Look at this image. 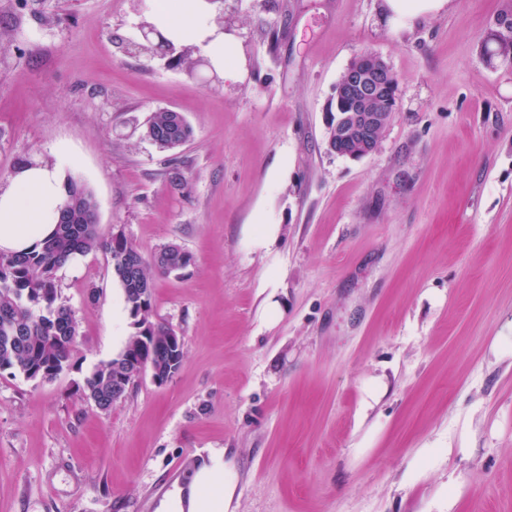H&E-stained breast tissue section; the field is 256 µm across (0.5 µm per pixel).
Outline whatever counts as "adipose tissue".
<instances>
[{"instance_id": "1", "label": "adipose tissue", "mask_w": 512, "mask_h": 512, "mask_svg": "<svg viewBox=\"0 0 512 512\" xmlns=\"http://www.w3.org/2000/svg\"><path fill=\"white\" fill-rule=\"evenodd\" d=\"M451 2L381 0V9L389 21L410 23L447 11ZM157 27L175 40L206 42L215 60L234 70L235 59L227 54L223 36L211 24L207 11L195 7L193 0H183L175 11H158ZM64 185L65 171L60 164H30L14 172L8 185L0 188V251L31 250L54 230ZM234 491L224 454L214 451L195 468L187 485L174 487L158 512H225Z\"/></svg>"}]
</instances>
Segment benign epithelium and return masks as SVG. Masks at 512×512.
Here are the masks:
<instances>
[{
	"label": "benign epithelium",
	"mask_w": 512,
	"mask_h": 512,
	"mask_svg": "<svg viewBox=\"0 0 512 512\" xmlns=\"http://www.w3.org/2000/svg\"><path fill=\"white\" fill-rule=\"evenodd\" d=\"M393 77V71L375 53L363 52L351 61L336 84V96L328 113V129L336 133V138H331L328 142L332 152L357 160L376 149L381 132L394 112L395 98L392 97L391 83ZM168 112L169 131L160 136L146 124L143 126V137L152 142L161 138L178 146L183 142L180 131L188 122L176 110L170 108ZM147 370L150 371L152 380L159 385L167 383L177 373L171 367H151ZM147 370L133 369L117 377L115 388L120 390L126 386L132 387Z\"/></svg>",
	"instance_id": "obj_1"
}]
</instances>
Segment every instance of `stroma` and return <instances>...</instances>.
Masks as SVG:
<instances>
[{
	"label": "stroma",
	"mask_w": 512,
	"mask_h": 512,
	"mask_svg": "<svg viewBox=\"0 0 512 512\" xmlns=\"http://www.w3.org/2000/svg\"><path fill=\"white\" fill-rule=\"evenodd\" d=\"M154 0H0V186L73 161L100 233L144 257L153 320L184 342L101 412L76 392L133 335L109 257L57 273L74 369L0 375V512H157L209 451L227 512H512V69L481 46L512 0H452L401 27L380 0H224L237 59L139 48ZM398 78L378 147L328 149L327 112L360 53ZM193 130L141 135L159 108Z\"/></svg>",
	"instance_id": "stroma-1"
}]
</instances>
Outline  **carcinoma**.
<instances>
[{"label": "carcinoma", "mask_w": 512, "mask_h": 512, "mask_svg": "<svg viewBox=\"0 0 512 512\" xmlns=\"http://www.w3.org/2000/svg\"><path fill=\"white\" fill-rule=\"evenodd\" d=\"M482 51L500 66L512 69V26L495 27ZM65 188L60 219L52 235L30 252H0V372L19 373L28 380L46 374L53 380L74 367L79 324L61 299L56 273L79 256L101 251L110 258L133 324L146 328L152 336L143 344L128 339L116 357L85 376L78 388L81 398L107 411L116 403L112 381L126 370L128 358L144 368L169 365L164 339L171 328L148 317L153 307V275H177L192 263V256L171 243L147 259L128 238L100 234L89 219L92 193L72 181L66 182Z\"/></svg>", "instance_id": "cac0c4a2"}]
</instances>
